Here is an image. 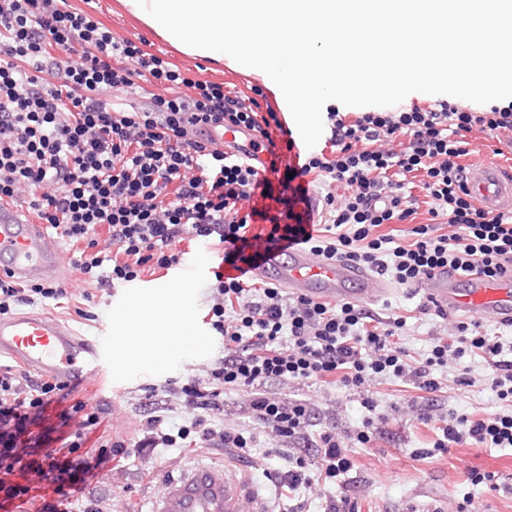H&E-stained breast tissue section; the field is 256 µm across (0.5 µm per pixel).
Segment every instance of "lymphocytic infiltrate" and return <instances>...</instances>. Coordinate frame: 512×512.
Masks as SVG:
<instances>
[{
    "instance_id": "f902f5d3",
    "label": "lymphocytic infiltrate",
    "mask_w": 512,
    "mask_h": 512,
    "mask_svg": "<svg viewBox=\"0 0 512 512\" xmlns=\"http://www.w3.org/2000/svg\"><path fill=\"white\" fill-rule=\"evenodd\" d=\"M118 93L148 99L145 110L114 102ZM330 134L325 147L302 162L284 165L277 183L260 179L255 166L206 140L227 126L257 132L268 143L295 141L274 110L256 98L226 94L221 84L191 77L174 63L130 38L114 37L102 21L72 10L68 0H0V204L33 214L71 251L70 266L89 285L131 282L142 273L178 266L185 237L232 246L244 241L249 224L269 223L265 240L274 244L284 223L295 219L297 177L314 175L326 186L325 218L299 244L329 260H343L387 276L406 289L438 273L494 279L512 275V211L490 214L478 207L468 187L465 136L512 132V104L474 112L448 101L437 108L413 106L397 112L367 111L354 121L336 106L326 109ZM408 136L402 150L378 142ZM424 173L431 217H444L452 234L429 224L411 230L408 244L381 234L384 224L415 214L403 192L409 174ZM348 195L337 202L333 186ZM273 199L267 209H243L257 190ZM105 230L110 251L98 250ZM209 294L212 329L224 352L205 377L169 380L151 387L154 401L142 419V438L101 444L94 455L83 448L109 409L77 399V384L62 385L0 366V492L7 502L28 503L34 483L15 481L21 470L37 474L53 496L41 512H77L79 492L118 458L162 448H233L251 454L259 436L224 424V394L246 396L261 427L287 439L277 454L287 469L267 474L280 489L288 512H306L301 489L347 475L355 467L352 447H371L373 421L364 419L352 436L315 425L309 399H278L271 381L338 384L358 393L364 409L375 410L374 381L397 379L424 394L441 392L449 358L481 357L485 379L505 410L472 419L433 406L417 408L421 423L439 421L442 435L433 452L471 441L512 448V344L491 340L477 325L458 321L450 336L432 337L420 358L398 346L406 321L382 318L359 305L329 304L266 283L256 285L213 272ZM54 284H28L0 276V315L21 305L60 302ZM184 421L168 422L174 408ZM56 417L66 452L30 461L32 427Z\"/></svg>"
}]
</instances>
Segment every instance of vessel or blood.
<instances>
[{"mask_svg": "<svg viewBox=\"0 0 512 512\" xmlns=\"http://www.w3.org/2000/svg\"><path fill=\"white\" fill-rule=\"evenodd\" d=\"M254 140L252 133L237 129L218 138L225 152L259 161L261 177L275 179L273 155ZM468 188L486 212L512 211V171L482 163L470 172ZM237 268L318 302H371L385 290L384 282L366 270L322 259L286 240L242 252ZM5 274L23 281L66 279L59 249L44 226L28 223L21 211L7 205L0 207V275ZM423 291L444 312L487 310L512 322V278L437 274L426 279ZM4 353L31 372L69 383L104 370L110 362L107 337L75 336L54 317L36 313L0 316V355ZM150 512H269V507L263 494L244 485L235 472L198 466L169 482Z\"/></svg>", "mask_w": 512, "mask_h": 512, "instance_id": "b4317fda", "label": "vessel or blood"}]
</instances>
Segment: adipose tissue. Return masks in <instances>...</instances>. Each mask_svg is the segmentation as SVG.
<instances>
[{
  "mask_svg": "<svg viewBox=\"0 0 512 512\" xmlns=\"http://www.w3.org/2000/svg\"><path fill=\"white\" fill-rule=\"evenodd\" d=\"M175 289L163 297L136 302L132 310L119 317L121 334L112 341V353L128 363L155 362L181 352L185 332L183 314L166 315L162 306L171 302Z\"/></svg>",
  "mask_w": 512,
  "mask_h": 512,
  "instance_id": "1",
  "label": "adipose tissue"
}]
</instances>
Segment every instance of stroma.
Returning a JSON list of instances; mask_svg holds the SVG:
<instances>
[{"label": "stroma", "instance_id": "1", "mask_svg": "<svg viewBox=\"0 0 512 512\" xmlns=\"http://www.w3.org/2000/svg\"><path fill=\"white\" fill-rule=\"evenodd\" d=\"M96 16L111 28L114 36L144 38L152 50L163 51L169 61L180 69L190 71L200 80L218 82L225 89L242 96L251 95L253 87L262 86L260 77L230 67L224 62H212L175 50L166 40L153 33L143 22L130 14L122 0H97ZM469 154L465 161L476 164L491 161L506 166L512 158V134L493 138L482 133L468 134ZM185 265L205 266V273L185 284V297L176 299L175 309L188 316L196 335L206 340L205 351H183L159 368L138 367L110 376L104 373L85 378L80 397L93 404H108L112 413L103 425L105 438L133 445L142 436L141 416L149 407L148 389L171 379L186 380L202 374L212 359L221 354L224 340L209 324L206 290L213 278L212 270L221 265L223 250L197 242L184 243ZM67 292L59 308L52 314L82 336L105 332L117 335L113 318V303L120 291L102 287L89 290L69 273L64 284ZM92 300H84V293ZM427 298L423 291L406 290L388 283L384 294L367 303V310L382 317L402 315L407 319L403 346L417 352L425 348L431 334L448 333L445 321L434 315L421 314ZM92 312L93 320H85L83 312ZM270 394L292 399H314L319 426L335 428L340 435L353 433L364 417H372L377 428L373 448L355 449L356 466L348 483L329 482L321 485L309 498L310 512H328L333 500L342 492H350L359 512H444L450 504L471 497L482 504L485 512H512V491L489 490L473 484V471L491 472L501 478L512 477V448L486 449L468 442L453 445L445 455L420 457L422 449L432 448L438 429L436 424L417 421L409 406L412 389L399 380L380 381L372 387L377 407L366 412L361 398L335 386H309L303 383L268 384ZM440 411L452 410L474 418L498 411L500 404L489 386L479 383L472 387L449 384L439 393ZM224 468V451L220 448H165L152 455H139L113 465L111 472L92 481L83 492V505L93 512H148L151 497L163 494L168 480L199 466ZM153 470V481L142 480L144 470Z\"/></svg>", "mask_w": 512, "mask_h": 512}]
</instances>
